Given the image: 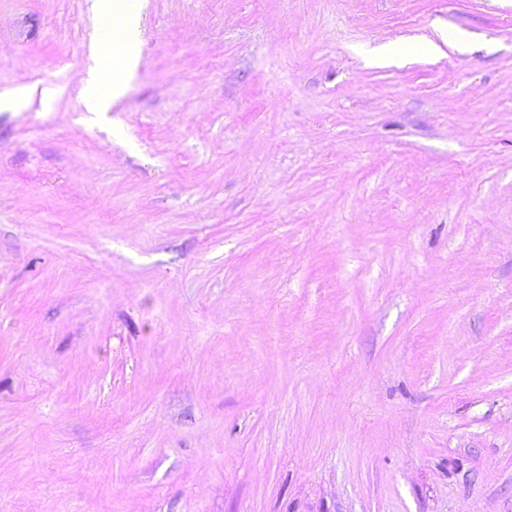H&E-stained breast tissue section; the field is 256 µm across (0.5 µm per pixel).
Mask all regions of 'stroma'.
I'll list each match as a JSON object with an SVG mask.
<instances>
[{
    "label": "stroma",
    "instance_id": "obj_1",
    "mask_svg": "<svg viewBox=\"0 0 512 512\" xmlns=\"http://www.w3.org/2000/svg\"><path fill=\"white\" fill-rule=\"evenodd\" d=\"M92 3L0 0V512H512V0H147L99 117ZM137 58L134 55L126 57L123 62V74L120 79H113L107 84V92L103 91L106 82L101 77L95 80L91 75L86 80L84 104L89 112H106L112 99L120 96L125 87V78L128 71L134 66Z\"/></svg>",
    "mask_w": 512,
    "mask_h": 512
}]
</instances>
